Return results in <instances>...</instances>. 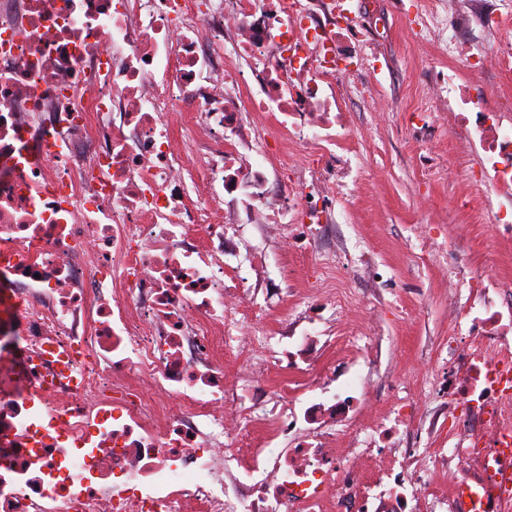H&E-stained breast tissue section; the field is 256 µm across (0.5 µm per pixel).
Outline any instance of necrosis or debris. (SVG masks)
Returning <instances> with one entry per match:
<instances>
[{
	"instance_id": "4bbe7bcc",
	"label": "necrosis or debris",
	"mask_w": 512,
	"mask_h": 512,
	"mask_svg": "<svg viewBox=\"0 0 512 512\" xmlns=\"http://www.w3.org/2000/svg\"><path fill=\"white\" fill-rule=\"evenodd\" d=\"M421 28L448 34L451 134L512 204V93L484 108L466 80L512 73L494 9L448 0ZM374 65L348 0H0V512H462L464 492L512 512V312L491 269L448 288L446 370L416 387L428 425L336 431L355 398L317 396L336 349L318 331L224 369L228 327L267 315L226 263L224 204L287 235L306 287L326 280L340 88ZM264 112L307 157L284 195L243 161ZM285 366L299 391H256ZM439 429L447 448L423 445Z\"/></svg>"
}]
</instances>
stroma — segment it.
<instances>
[{
  "mask_svg": "<svg viewBox=\"0 0 512 512\" xmlns=\"http://www.w3.org/2000/svg\"><path fill=\"white\" fill-rule=\"evenodd\" d=\"M351 5L358 24H367L372 8L384 21L371 47L378 75L372 80L358 69L347 78L342 105L355 140L337 150L348 170L336 181L333 223L320 233L319 247L344 245L351 260L334 271L348 303L326 323L340 346L335 386L368 379L376 385L367 408L337 418L340 430L361 419L380 420L396 407L401 390L381 385L380 376H430L450 331L449 275L486 266L512 281V256L500 252L488 202L475 184L476 156L448 128V90L437 80L447 71L448 58L442 44L418 32L429 0H352ZM253 122L271 133L269 185L284 191L306 162L297 154L282 155L286 136L272 117L258 115ZM240 239L238 259L254 260L253 278L284 285L269 307L298 311L301 304L285 285L305 277L303 260L286 244L267 239L257 225H245ZM364 254L377 274L361 264ZM369 342L378 348L372 364L359 355Z\"/></svg>",
  "mask_w": 512,
  "mask_h": 512,
  "instance_id": "obj_1",
  "label": "stroma"
}]
</instances>
